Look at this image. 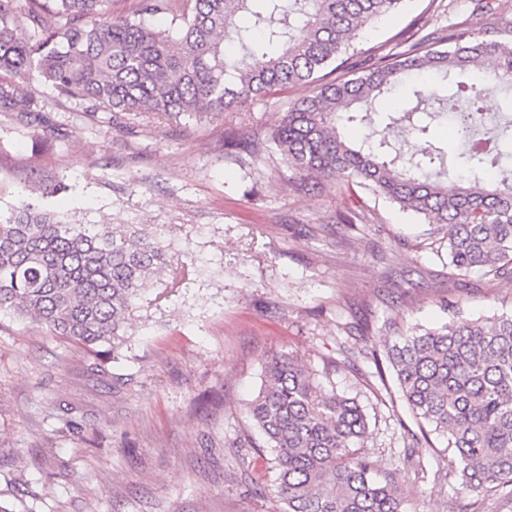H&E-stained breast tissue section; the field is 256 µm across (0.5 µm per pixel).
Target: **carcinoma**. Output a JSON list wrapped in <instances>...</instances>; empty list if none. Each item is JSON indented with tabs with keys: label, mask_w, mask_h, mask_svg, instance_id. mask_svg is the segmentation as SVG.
<instances>
[{
	"label": "carcinoma",
	"mask_w": 512,
	"mask_h": 512,
	"mask_svg": "<svg viewBox=\"0 0 512 512\" xmlns=\"http://www.w3.org/2000/svg\"><path fill=\"white\" fill-rule=\"evenodd\" d=\"M406 0H136L134 17L112 0H0V112L57 131L34 105L30 81L83 100L117 120L181 124L288 87L294 102L252 153L272 149L304 176L370 187L435 226L449 264L512 282V119L484 130L482 104L495 90L512 110V18L475 32L461 23L424 35L359 73L352 57L362 27ZM170 18L167 28L146 23ZM475 70L470 81L455 75ZM441 81L391 109L387 94L414 73ZM456 113L468 175L453 191L446 154L433 143L437 113ZM368 126L351 142L341 132ZM67 190L33 181L0 219V315L12 314L98 356L86 373L114 382L143 283L169 271L179 288L189 264L172 255L162 224H81L40 200ZM399 392L417 418L446 437V477L466 495L512 487V313L412 329L385 345ZM271 455L279 512H406L394 478L366 452L368 416L355 398L317 383L295 356L264 363L245 408Z\"/></svg>",
	"instance_id": "cac0c4a2"
}]
</instances>
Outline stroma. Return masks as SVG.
<instances>
[{
  "label": "stroma",
  "mask_w": 512,
  "mask_h": 512,
  "mask_svg": "<svg viewBox=\"0 0 512 512\" xmlns=\"http://www.w3.org/2000/svg\"><path fill=\"white\" fill-rule=\"evenodd\" d=\"M437 26L486 15L467 0H408L367 25L368 49L403 51L412 20ZM305 86L244 111L181 127L124 126L38 81L29 93L64 124V140L0 116V211L31 176L64 182L44 206L84 224H163L188 251L195 280L160 301L148 281L135 312L124 385L87 377L88 349L0 317V503L12 512H278L262 440L245 414L264 361L296 355L370 417L368 449L396 475L407 512H512V492L455 494L443 476L447 441L419 440L392 378L372 360L386 337L452 314L512 311V283L448 265V244L423 219L369 189L348 194L289 169L279 154L233 153L228 132L264 138ZM360 206L356 224L337 218ZM336 372L326 373L328 361ZM76 405L69 426L59 401Z\"/></svg>",
  "instance_id": "stroma-1"
}]
</instances>
